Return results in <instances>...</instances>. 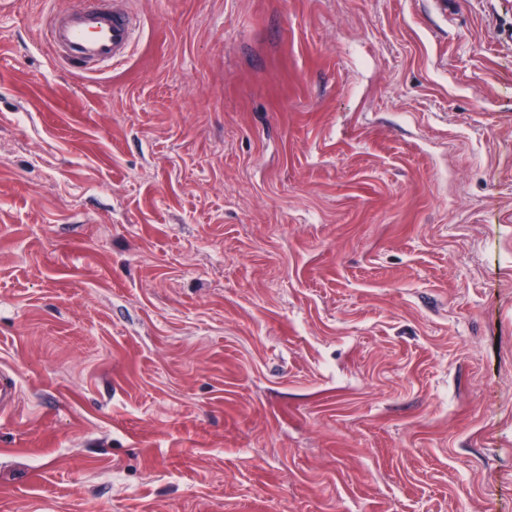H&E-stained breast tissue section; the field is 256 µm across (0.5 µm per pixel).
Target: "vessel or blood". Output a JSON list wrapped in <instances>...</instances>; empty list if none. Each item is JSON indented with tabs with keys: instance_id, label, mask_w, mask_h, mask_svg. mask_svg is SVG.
<instances>
[{
	"instance_id": "b4317fda",
	"label": "vessel or blood",
	"mask_w": 512,
	"mask_h": 512,
	"mask_svg": "<svg viewBox=\"0 0 512 512\" xmlns=\"http://www.w3.org/2000/svg\"><path fill=\"white\" fill-rule=\"evenodd\" d=\"M136 20L132 12L116 9L100 0L94 7L72 6L49 15L43 41L62 65L92 71L124 60L135 40ZM19 404L15 373L0 369V415Z\"/></svg>"
}]
</instances>
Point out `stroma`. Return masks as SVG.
I'll return each mask as SVG.
<instances>
[{
  "label": "stroma",
  "instance_id": "35a3bbf8",
  "mask_svg": "<svg viewBox=\"0 0 512 512\" xmlns=\"http://www.w3.org/2000/svg\"><path fill=\"white\" fill-rule=\"evenodd\" d=\"M0 10V512H512V0ZM136 20L127 9L70 6L48 16L43 41L63 66L89 72L124 60L135 40ZM19 404V384L16 374L9 368L0 369V415L10 413Z\"/></svg>",
  "mask_w": 512,
  "mask_h": 512
}]
</instances>
